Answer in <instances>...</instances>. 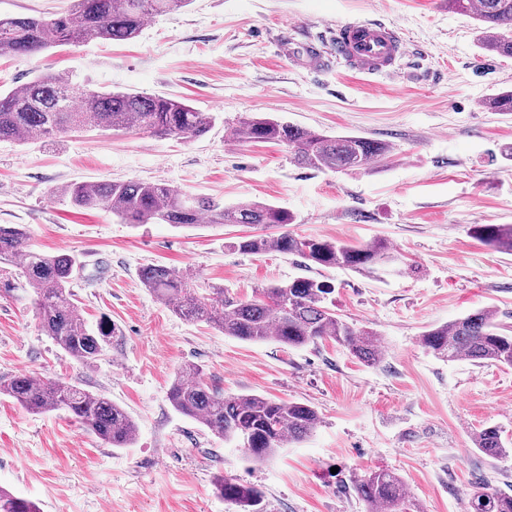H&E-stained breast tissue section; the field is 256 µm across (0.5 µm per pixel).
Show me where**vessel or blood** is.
Instances as JSON below:
<instances>
[{"mask_svg": "<svg viewBox=\"0 0 512 512\" xmlns=\"http://www.w3.org/2000/svg\"><path fill=\"white\" fill-rule=\"evenodd\" d=\"M336 55L362 75H373L409 49L397 30L381 22H350L337 25Z\"/></svg>", "mask_w": 512, "mask_h": 512, "instance_id": "b4317fda", "label": "vessel or blood"}]
</instances>
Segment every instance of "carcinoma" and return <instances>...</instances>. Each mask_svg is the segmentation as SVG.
Returning <instances> with one entry per match:
<instances>
[{
	"mask_svg": "<svg viewBox=\"0 0 512 512\" xmlns=\"http://www.w3.org/2000/svg\"><path fill=\"white\" fill-rule=\"evenodd\" d=\"M191 0H73L55 17H0V52L30 55L50 48L93 41L134 39L154 16L186 8ZM452 11L480 23L481 48L512 58V0H448ZM493 112H512V90L487 98ZM213 116L188 103L160 95L127 91L98 92L76 85L61 74L46 73L0 92V140L51 139L86 129L120 133H150L191 141L211 128ZM241 144L277 142L288 147L290 160L316 170L365 169L384 159L391 145L364 137L331 136L262 115H249L234 128ZM78 209L106 208L128 224H261L293 223V216L270 204L241 201L226 205L187 193L161 182H80L60 191ZM474 235L500 252L512 254V224H478ZM26 233L12 224L0 225V260L20 267L35 299L40 331L80 363L91 366L104 351L108 333L90 331L81 318L72 284L75 260L69 254L43 253L27 248ZM249 254L277 252L306 262L339 267L370 276L395 260L382 239L368 245L341 240L296 237L288 232L253 235L232 243ZM146 288L188 321L205 320L226 336L246 342L274 340L303 347L330 339L349 349L359 361L374 365L381 359L379 335L349 322L327 306L332 286L297 277L284 284L255 290L250 298L224 294L215 288L203 294L191 287L178 270L151 265L140 274ZM435 357L460 358L478 364L512 367V329L497 321L494 310L483 308L425 331L418 340ZM0 395L24 409L41 413L63 410L113 448L127 447L136 432L129 414L102 394L59 380L29 374L0 381ZM168 400L181 415L191 418L237 443L248 456L264 459L285 442L300 441L318 426L317 412L309 405L261 395L224 396L205 381L203 369L193 363L175 374ZM477 450L492 458L512 455L498 427L481 429L474 436ZM217 494L235 502L242 512H263L262 490L221 478ZM367 512H417L401 477L388 469L364 473L353 484ZM0 512H41L33 501L0 488ZM470 512H512V494L487 485L475 487Z\"/></svg>",
	"mask_w": 512,
	"mask_h": 512,
	"instance_id": "obj_1",
	"label": "carcinoma"
}]
</instances>
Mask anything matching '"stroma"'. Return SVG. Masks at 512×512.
<instances>
[{
    "mask_svg": "<svg viewBox=\"0 0 512 512\" xmlns=\"http://www.w3.org/2000/svg\"><path fill=\"white\" fill-rule=\"evenodd\" d=\"M353 20L395 25L413 56L387 74L355 73L332 47L333 27ZM478 38L476 21L447 0H192L129 41L0 55V88L62 73L98 91L184 99L216 117L190 142L109 131L0 141V224L20 225L33 249L73 256L80 315L111 331L94 366L75 361L39 331L20 269L0 263V377L79 384L136 424L132 443L113 448L64 412L34 414L1 397L0 486L41 512H239L214 494L221 475L260 488L265 512H366L353 482L377 469L396 472L423 512H469L480 484L512 489V458L473 443L488 426L512 438V368L443 361L418 344L424 331L482 308L512 326V255L473 234L478 224H512L503 154L512 112L483 106L512 89V59ZM283 39L297 53L280 52ZM254 113L392 150L365 169L303 168L284 145L233 140ZM126 180L269 203L292 215L288 232L355 245L382 238L397 260L375 278L306 267L294 255L231 248L251 226L123 224L57 194L74 182ZM156 264L198 290L244 298L302 276L330 283L337 312L376 330L383 357L367 365L329 339L252 343L185 320L142 284L140 270ZM187 363L221 394L305 403L321 423L303 442L246 459L171 406L168 390Z\"/></svg>",
    "mask_w": 512,
    "mask_h": 512,
    "instance_id": "obj_1",
    "label": "stroma"
}]
</instances>
